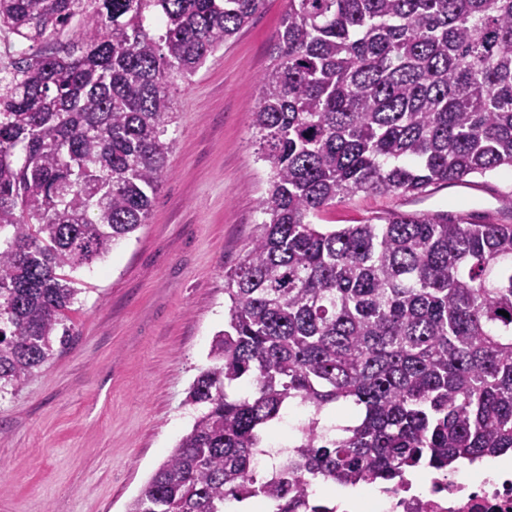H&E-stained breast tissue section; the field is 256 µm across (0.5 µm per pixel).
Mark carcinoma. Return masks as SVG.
Returning <instances> with one entry per match:
<instances>
[{
    "mask_svg": "<svg viewBox=\"0 0 512 512\" xmlns=\"http://www.w3.org/2000/svg\"><path fill=\"white\" fill-rule=\"evenodd\" d=\"M262 4L0 0V31L20 39L0 75V395L67 345L72 272L148 219L178 81ZM259 83L262 221L224 273L198 414L128 512H334L308 485L512 452V224L316 223L350 194L512 169V0H288ZM294 404L308 415L292 449L255 471ZM337 407L353 411L335 435L321 420Z\"/></svg>",
    "mask_w": 512,
    "mask_h": 512,
    "instance_id": "1",
    "label": "carcinoma"
}]
</instances>
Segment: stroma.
I'll use <instances>...</instances> for the list:
<instances>
[{"instance_id": "35a3bbf8", "label": "stroma", "mask_w": 512, "mask_h": 512, "mask_svg": "<svg viewBox=\"0 0 512 512\" xmlns=\"http://www.w3.org/2000/svg\"><path fill=\"white\" fill-rule=\"evenodd\" d=\"M288 0H265L175 95L167 173L146 224L74 271L72 338L0 398V512H127L197 414L187 401L224 327V272L262 216L267 165L249 129ZM512 170L425 195L348 196L321 223L391 211L504 208Z\"/></svg>"}]
</instances>
